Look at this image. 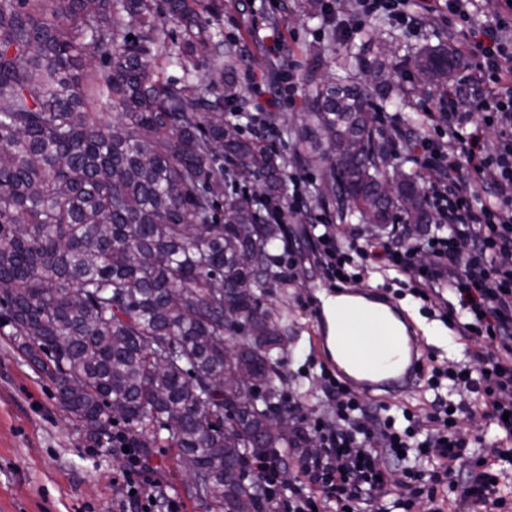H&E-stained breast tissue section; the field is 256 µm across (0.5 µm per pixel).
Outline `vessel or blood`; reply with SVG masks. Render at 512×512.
<instances>
[{
	"mask_svg": "<svg viewBox=\"0 0 512 512\" xmlns=\"http://www.w3.org/2000/svg\"><path fill=\"white\" fill-rule=\"evenodd\" d=\"M343 305L335 335L320 333L317 351L353 390L386 400L419 385L424 350L417 324L407 312L371 288H341Z\"/></svg>",
	"mask_w": 512,
	"mask_h": 512,
	"instance_id": "1",
	"label": "vessel or blood"
}]
</instances>
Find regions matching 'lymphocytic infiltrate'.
<instances>
[{
	"instance_id": "f902f5d3",
	"label": "lymphocytic infiltrate",
	"mask_w": 512,
	"mask_h": 512,
	"mask_svg": "<svg viewBox=\"0 0 512 512\" xmlns=\"http://www.w3.org/2000/svg\"><path fill=\"white\" fill-rule=\"evenodd\" d=\"M485 8L490 20L475 23ZM382 14L401 25L447 24L449 39L475 61L466 85L449 86L423 124L394 132L398 152L431 178L426 198L436 222L417 236L395 224L381 237L360 230L345 237L320 214L308 226L310 251L328 287L377 274L397 296L438 298L440 320L470 345L474 364L452 369L428 356L422 382L436 396L428 408L404 409L399 429L385 403L347 388L310 357L328 407L313 423H298L299 447L259 468L269 501L285 512H414L424 502L431 512H454L460 499L479 512H512L498 471L499 463L512 464V419H503L512 415V0H354L346 27ZM464 88L477 101L479 121L460 110ZM430 125L435 134L427 133ZM424 253L431 257L426 265ZM446 380L458 402L439 395ZM472 393L478 405L468 402ZM477 412L500 438L493 455L474 451L483 434L460 429ZM311 441L318 455L307 454ZM288 461L298 475L283 486L277 472Z\"/></svg>"
}]
</instances>
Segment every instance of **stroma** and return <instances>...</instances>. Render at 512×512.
Masks as SVG:
<instances>
[{
  "label": "stroma",
  "mask_w": 512,
  "mask_h": 512,
  "mask_svg": "<svg viewBox=\"0 0 512 512\" xmlns=\"http://www.w3.org/2000/svg\"><path fill=\"white\" fill-rule=\"evenodd\" d=\"M294 0H224L220 26L226 41L234 44L244 62L237 71L243 87V106L253 111L255 82H270L273 62L267 45L270 30L282 32L298 70L308 64L306 49L322 43L326 54L336 45L322 39L318 22H304L287 12ZM384 39L398 38L403 51H415L427 43L447 40V27L421 26L406 29L384 16L367 19L364 30L350 31V42H360L364 31ZM306 97L275 111L283 133L279 152L288 169L300 172L310 186L321 181L318 170L302 168L294 160L297 135L305 122ZM288 250L296 261L294 280L272 289L267 304L287 311L293 333L281 355L284 381L280 387L286 400L302 401L306 410H322L327 395L318 379L319 368L310 366L308 355L318 331L302 301L320 295L324 279L308 259L306 227H288ZM84 432L74 425L57 403L53 385L36 372L17 350L12 337L0 333V512H124L127 487L123 475L128 462L121 452H92ZM153 478L175 498L181 512H209L206 500L188 489L189 476L179 464L173 448H157L150 461Z\"/></svg>",
  "instance_id": "obj_1"
}]
</instances>
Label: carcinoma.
Wrapping results in <instances>:
<instances>
[{
	"label": "carcinoma",
	"mask_w": 512,
	"mask_h": 512,
	"mask_svg": "<svg viewBox=\"0 0 512 512\" xmlns=\"http://www.w3.org/2000/svg\"><path fill=\"white\" fill-rule=\"evenodd\" d=\"M297 7L336 36L327 0ZM223 13V0H0V330L98 447L124 423L146 459L178 449L210 512H256L265 487L231 474L255 448L299 447L269 407L288 314L262 307L284 284L285 229L259 202L279 196L287 162L225 120L243 59ZM394 54L368 34L339 75L311 52L298 157L324 168L342 216L418 233L435 223L421 176L380 189L395 140L377 113L416 95ZM163 58L207 67V87L162 78ZM459 62L445 44L401 59L441 91ZM101 99L117 111H94ZM237 373L250 388L213 385Z\"/></svg>",
	"instance_id": "cac0c4a2"
}]
</instances>
